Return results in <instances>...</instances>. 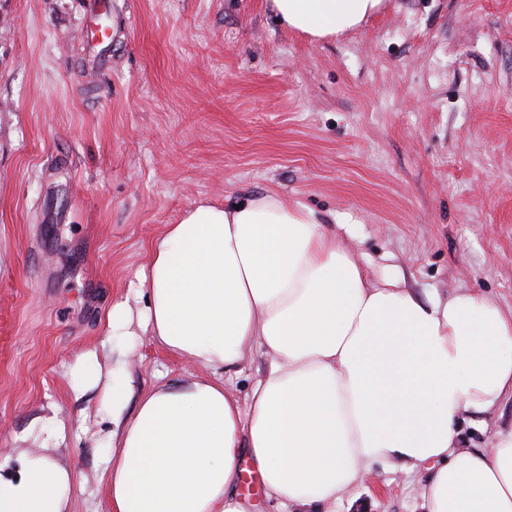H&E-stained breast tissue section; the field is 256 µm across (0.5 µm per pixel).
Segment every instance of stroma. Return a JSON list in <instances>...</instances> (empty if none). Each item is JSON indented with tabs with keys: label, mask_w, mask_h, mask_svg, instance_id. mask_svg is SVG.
Segmentation results:
<instances>
[{
	"label": "stroma",
	"mask_w": 512,
	"mask_h": 512,
	"mask_svg": "<svg viewBox=\"0 0 512 512\" xmlns=\"http://www.w3.org/2000/svg\"><path fill=\"white\" fill-rule=\"evenodd\" d=\"M109 64L84 69L95 0H0V455L56 414L71 512H106L110 428L69 364L99 347L149 247L202 201L273 191L311 208L378 278L512 309V0H384L312 42L271 0H116ZM136 389L206 370L139 336ZM512 428V399L460 422ZM336 512H425L424 472L377 469Z\"/></svg>",
	"instance_id": "35a3bbf8"
}]
</instances>
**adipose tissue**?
Wrapping results in <instances>:
<instances>
[{
	"label": "adipose tissue",
	"mask_w": 512,
	"mask_h": 512,
	"mask_svg": "<svg viewBox=\"0 0 512 512\" xmlns=\"http://www.w3.org/2000/svg\"><path fill=\"white\" fill-rule=\"evenodd\" d=\"M382 4L272 0L311 41L359 28ZM136 285L146 310L116 303L103 324L123 347L85 351L69 371L72 392L104 389L108 512H247L235 489L245 465L281 505L330 512L377 464L425 469L427 512H512V430L474 450L458 434L512 398V311L375 280L314 211L274 192L188 209L154 240ZM139 331L212 380L136 392ZM256 349L268 367L242 400L224 375ZM74 483L42 453L16 475L0 461V512H69Z\"/></svg>",
	"instance_id": "obj_1"
}]
</instances>
